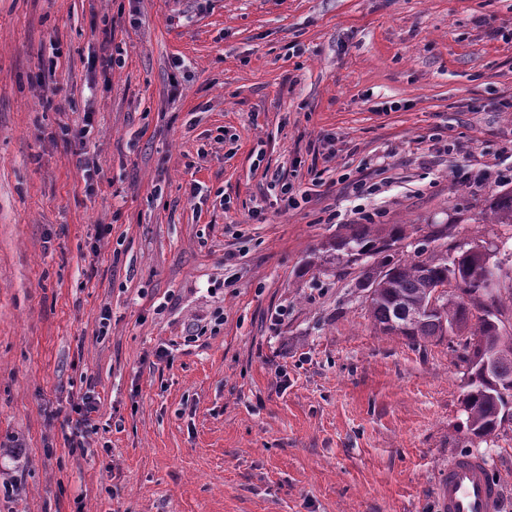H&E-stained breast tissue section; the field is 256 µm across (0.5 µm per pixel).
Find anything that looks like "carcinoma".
I'll list each match as a JSON object with an SVG mask.
<instances>
[{
	"label": "carcinoma",
	"mask_w": 512,
	"mask_h": 512,
	"mask_svg": "<svg viewBox=\"0 0 512 512\" xmlns=\"http://www.w3.org/2000/svg\"><path fill=\"white\" fill-rule=\"evenodd\" d=\"M499 224H512V191L496 195L489 205ZM448 237L440 227L418 241L411 255L399 256L396 244L404 239L396 224L384 236L370 225L358 224L352 232L324 245L335 259L360 267L368 288V311L374 326L384 334L403 336L413 342H431L445 336H467L466 378L462 404L465 427L473 437L486 441L498 436L512 406V361L500 366L495 382L487 380L480 366L495 345L512 336L502 332L503 310L495 291L483 275L492 253L482 245H462L429 253L430 244ZM443 287L441 313L427 312L430 289ZM406 300L423 311L421 318L407 322L396 311ZM399 326H393V323Z\"/></svg>",
	"instance_id": "cac0c4a2"
}]
</instances>
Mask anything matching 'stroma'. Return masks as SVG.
Listing matches in <instances>:
<instances>
[{
	"label": "stroma",
	"mask_w": 512,
	"mask_h": 512,
	"mask_svg": "<svg viewBox=\"0 0 512 512\" xmlns=\"http://www.w3.org/2000/svg\"><path fill=\"white\" fill-rule=\"evenodd\" d=\"M511 30L512 0H0V512H438L469 453L512 512L459 338L375 330L320 256L361 208L447 225L512 334V180H461L512 173ZM489 212L497 224H512V191L496 195ZM94 390L89 389L88 392L82 397L81 402L72 405L70 410L69 420L72 424L74 438L71 441V448H85L84 430L89 421L90 415L97 410L96 398L93 395ZM72 413L77 417L73 419Z\"/></svg>",
	"instance_id": "obj_1"
}]
</instances>
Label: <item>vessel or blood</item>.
Masks as SVG:
<instances>
[{
  "instance_id": "vessel-or-blood-1",
  "label": "vessel or blood",
  "mask_w": 512,
  "mask_h": 512,
  "mask_svg": "<svg viewBox=\"0 0 512 512\" xmlns=\"http://www.w3.org/2000/svg\"><path fill=\"white\" fill-rule=\"evenodd\" d=\"M499 487L484 460L461 456L448 464L437 490L438 512H498Z\"/></svg>"
}]
</instances>
